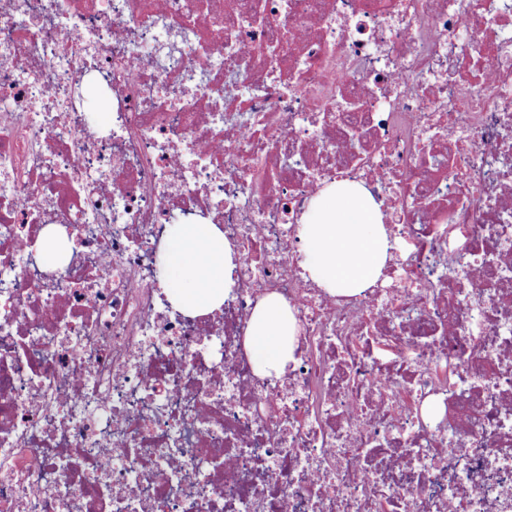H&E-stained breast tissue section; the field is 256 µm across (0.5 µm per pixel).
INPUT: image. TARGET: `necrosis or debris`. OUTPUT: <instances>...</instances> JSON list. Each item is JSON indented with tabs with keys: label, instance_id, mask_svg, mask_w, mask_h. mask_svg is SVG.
Returning <instances> with one entry per match:
<instances>
[{
	"label": "necrosis or debris",
	"instance_id": "obj_1",
	"mask_svg": "<svg viewBox=\"0 0 512 512\" xmlns=\"http://www.w3.org/2000/svg\"><path fill=\"white\" fill-rule=\"evenodd\" d=\"M466 2L0 0V512H512V0ZM343 180L414 210L353 296L298 239ZM177 214L238 251L216 314L158 286ZM296 323L288 304L269 295L257 305L249 322L244 346L255 373L280 377L294 360Z\"/></svg>",
	"mask_w": 512,
	"mask_h": 512
}]
</instances>
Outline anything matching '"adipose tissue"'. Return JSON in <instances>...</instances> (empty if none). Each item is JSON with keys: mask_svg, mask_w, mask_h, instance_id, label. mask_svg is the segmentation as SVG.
<instances>
[{"mask_svg": "<svg viewBox=\"0 0 512 512\" xmlns=\"http://www.w3.org/2000/svg\"><path fill=\"white\" fill-rule=\"evenodd\" d=\"M310 279L331 294L372 286L390 260L389 230L380 206L358 183L320 188L300 224ZM171 277L163 286L172 303L193 312L218 309L234 281V251L215 224H183L164 246ZM296 323L287 303L270 295L257 305L244 346L261 377H279L294 359Z\"/></svg>", "mask_w": 512, "mask_h": 512, "instance_id": "obj_1", "label": "adipose tissue"}]
</instances>
